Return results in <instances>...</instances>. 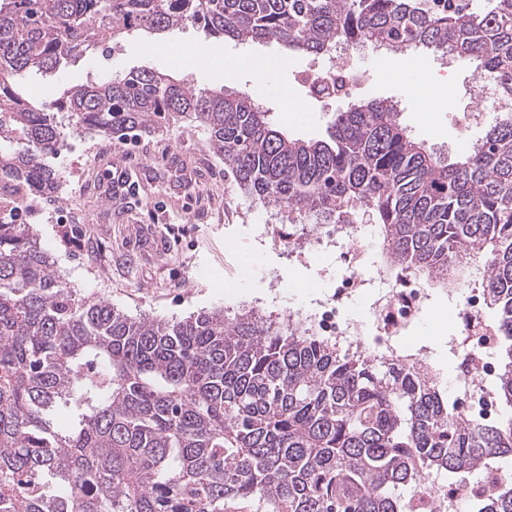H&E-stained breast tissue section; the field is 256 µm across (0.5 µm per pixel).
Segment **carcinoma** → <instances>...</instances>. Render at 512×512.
<instances>
[{
  "mask_svg": "<svg viewBox=\"0 0 512 512\" xmlns=\"http://www.w3.org/2000/svg\"><path fill=\"white\" fill-rule=\"evenodd\" d=\"M187 23L315 59L341 39L467 57L512 98V0H0V512H410L427 474L476 487L470 512H512V416L465 419L416 365L341 354L287 322L134 319L79 298L18 219L62 182L43 160L65 146L57 113L101 136L188 117L246 197L317 224L369 212L408 269L436 276L491 245L496 391L512 409V118L444 163L380 99L352 100L328 139L303 140L247 96L149 67L52 106L15 90Z\"/></svg>",
  "mask_w": 512,
  "mask_h": 512,
  "instance_id": "cac0c4a2",
  "label": "carcinoma"
}]
</instances>
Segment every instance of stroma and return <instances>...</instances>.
Wrapping results in <instances>:
<instances>
[{
	"instance_id": "obj_1",
	"label": "stroma",
	"mask_w": 512,
	"mask_h": 512,
	"mask_svg": "<svg viewBox=\"0 0 512 512\" xmlns=\"http://www.w3.org/2000/svg\"><path fill=\"white\" fill-rule=\"evenodd\" d=\"M199 45L209 49L211 64L182 59L183 51ZM243 54L275 59L276 66L263 75L250 66L225 72V58ZM417 60L422 77L407 81L400 77L399 56L353 57L364 76L354 96L395 105L414 138L455 160L483 134L478 126L462 136L456 122L470 101L474 65L433 53L418 54ZM311 63L309 57L287 55L274 42L259 46L209 38L188 24L163 39L143 33L102 45L54 78L31 77L17 90L56 103L64 88L148 66L184 76L198 88L245 93L294 137L322 139L350 98H310L299 73ZM64 132L67 145L50 163L66 179L57 197L41 200L30 221L79 296L107 301L132 317L181 319L221 308L231 315L252 310L278 323L297 313L310 320L334 307L346 333L338 342L341 352L383 360L388 351L372 339L388 336L402 354L426 361L440 383L453 376L463 339L461 294L391 263L368 215L359 216V231L350 238L321 225L332 240L313 249L301 240L302 223L288 220L286 210L246 198L230 181L199 168L204 158L219 171L224 162L215 156L206 131L193 122L109 138L69 126ZM136 173L144 181L136 198L113 193L114 179ZM349 270L356 281L345 282ZM414 291L422 296L414 318L377 317L388 296Z\"/></svg>"
}]
</instances>
